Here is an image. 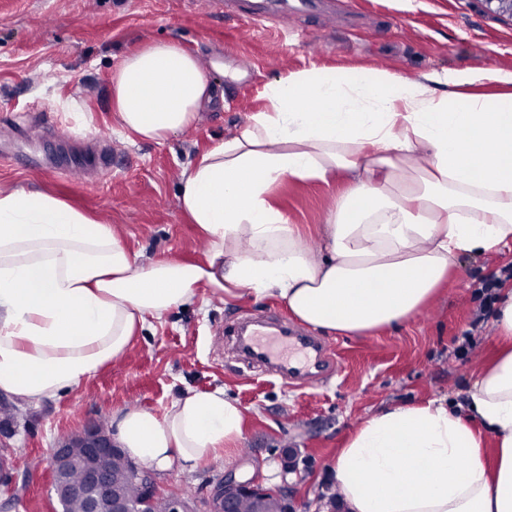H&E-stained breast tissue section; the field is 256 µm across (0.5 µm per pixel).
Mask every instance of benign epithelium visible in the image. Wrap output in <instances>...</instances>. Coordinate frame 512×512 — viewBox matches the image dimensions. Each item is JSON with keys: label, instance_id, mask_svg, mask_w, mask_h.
Listing matches in <instances>:
<instances>
[{"label": "benign epithelium", "instance_id": "7a95c632", "mask_svg": "<svg viewBox=\"0 0 512 512\" xmlns=\"http://www.w3.org/2000/svg\"><path fill=\"white\" fill-rule=\"evenodd\" d=\"M125 457L112 438V431L97 424L72 433L54 448L50 469L52 490L59 505L77 503L81 512H151L162 496L152 473L137 469V497L132 498L121 477L112 470V460ZM274 498L281 512H295L285 490H269L254 481L239 482L232 475L221 480L210 494L207 512H241L240 502H251L253 512H265L267 500ZM167 512H197L192 499H167Z\"/></svg>", "mask_w": 512, "mask_h": 512}]
</instances>
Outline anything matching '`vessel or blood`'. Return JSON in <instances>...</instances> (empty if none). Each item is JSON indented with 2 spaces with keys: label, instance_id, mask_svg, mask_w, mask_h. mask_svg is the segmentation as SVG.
<instances>
[{
  "label": "vessel or blood",
  "instance_id": "1",
  "mask_svg": "<svg viewBox=\"0 0 512 512\" xmlns=\"http://www.w3.org/2000/svg\"><path fill=\"white\" fill-rule=\"evenodd\" d=\"M236 345L249 364L275 372L292 388L324 383L334 372L331 346L285 324L273 330L256 324Z\"/></svg>",
  "mask_w": 512,
  "mask_h": 512
}]
</instances>
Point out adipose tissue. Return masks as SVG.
Listing matches in <instances>:
<instances>
[{
  "label": "adipose tissue",
  "mask_w": 512,
  "mask_h": 512,
  "mask_svg": "<svg viewBox=\"0 0 512 512\" xmlns=\"http://www.w3.org/2000/svg\"><path fill=\"white\" fill-rule=\"evenodd\" d=\"M477 82L510 90L465 93ZM111 92L121 133L158 144L216 99L173 42L125 56ZM264 96V111L182 173L179 205L208 242L204 262H142L57 194L0 186V393L53 399L122 356L148 319L204 291L273 298L314 329L371 334L423 309L460 255L512 241V73L311 67ZM340 170L351 183L311 251L272 191ZM495 327L504 348L465 402L394 405L350 434L333 467L348 512H512V287ZM114 424L130 458L192 471L229 457L245 409L223 389L189 390L163 415L125 410Z\"/></svg>",
  "instance_id": "1"
}]
</instances>
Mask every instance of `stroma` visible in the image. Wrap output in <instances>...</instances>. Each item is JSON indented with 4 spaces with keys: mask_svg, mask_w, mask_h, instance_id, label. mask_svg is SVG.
Returning a JSON list of instances; mask_svg holds the SVG:
<instances>
[{
    "mask_svg": "<svg viewBox=\"0 0 512 512\" xmlns=\"http://www.w3.org/2000/svg\"><path fill=\"white\" fill-rule=\"evenodd\" d=\"M152 41L195 55L223 91L198 124L165 143L130 142L112 118L111 77L122 59ZM364 67L405 76L496 69L512 73V17L483 0H320L291 30L244 18L235 0H0V184L41 185L97 214L147 262H197L207 246L178 204L182 171L264 110L265 87L299 69ZM93 153L107 161L84 181L65 177ZM345 187L287 179L273 190L311 248ZM512 267V243L460 256L440 292L413 319L368 336L325 335L339 363L328 383L290 389L277 376L225 358L215 333L249 315L293 316L277 300H223L203 293L141 331L123 356L79 386L41 404L20 403L9 437L13 482L0 486V512H56L48 467L64 436L101 417L137 408L160 415L190 389L223 387L246 410L244 438L226 461L195 471H156L161 490L204 502L230 474L276 489L288 485L297 512H326L336 454L357 423L382 408L443 398L463 402L496 349L487 315L466 361L449 358L455 336L480 311L482 281ZM299 451L295 472L282 449Z\"/></svg>",
    "mask_w": 512,
    "mask_h": 512,
    "instance_id": "stroma-1",
    "label": "stroma"
}]
</instances>
